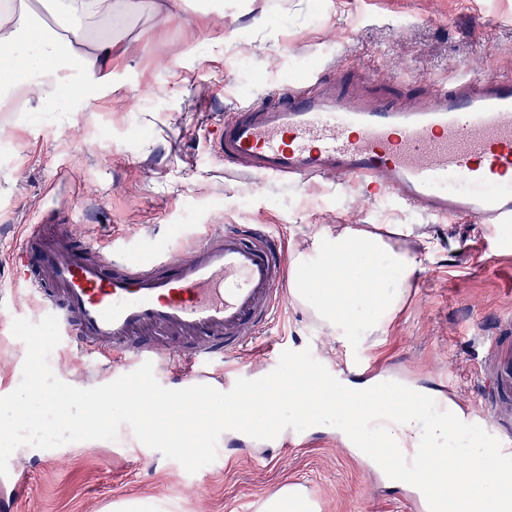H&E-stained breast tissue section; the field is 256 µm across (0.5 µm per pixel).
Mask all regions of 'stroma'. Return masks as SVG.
<instances>
[{
  "label": "stroma",
  "instance_id": "stroma-1",
  "mask_svg": "<svg viewBox=\"0 0 512 512\" xmlns=\"http://www.w3.org/2000/svg\"><path fill=\"white\" fill-rule=\"evenodd\" d=\"M128 52L103 73L61 66L27 76L0 101V396L19 384L26 357L13 318L40 320L37 300L11 280L9 255L25 225L47 237L66 230L149 260L184 251L191 237L220 224H267L288 250L340 224H409L440 242L384 332L334 341L296 304L255 349H310L330 371L377 374L440 390L468 416L495 407L491 342L512 328V251L484 252L479 224L430 219L389 199L360 201L332 183L241 187L214 157L210 132L247 102L271 103L315 63L331 82L361 80L374 97L422 102L457 69L512 71V0H188L167 22L141 13L127 22ZM149 95L139 110L131 100ZM54 375L92 388L122 376L111 358L60 343ZM245 441L253 465L223 458L188 473L139 442L129 426L116 439L54 449L17 448L8 474L25 492L14 512H260L271 493L304 487L316 512H407L412 490L339 440L335 427L285 430Z\"/></svg>",
  "mask_w": 512,
  "mask_h": 512
}]
</instances>
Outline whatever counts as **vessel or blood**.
Masks as SVG:
<instances>
[{
	"label": "vessel or blood",
	"mask_w": 512,
	"mask_h": 512,
	"mask_svg": "<svg viewBox=\"0 0 512 512\" xmlns=\"http://www.w3.org/2000/svg\"><path fill=\"white\" fill-rule=\"evenodd\" d=\"M301 83L286 101L241 107L217 127L213 152L244 185L334 178L435 219L512 227V71H461L415 106L365 98L319 66ZM9 266L62 337L125 370L149 360L185 382L208 378L216 356L241 355L288 307L283 241L264 225L212 228L185 254L162 251L140 269L126 250L102 257L91 238L50 242L31 224ZM498 355L499 390L512 398V348Z\"/></svg>",
	"instance_id": "1"
}]
</instances>
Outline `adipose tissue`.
Wrapping results in <instances>:
<instances>
[{
	"mask_svg": "<svg viewBox=\"0 0 512 512\" xmlns=\"http://www.w3.org/2000/svg\"><path fill=\"white\" fill-rule=\"evenodd\" d=\"M46 0H5L0 6V86L11 88L35 70H50L61 43L82 46L86 69H108L121 44L120 30L150 5L160 19L180 16L185 0H47L55 25L37 22ZM438 241L414 234L406 224H341L335 233L314 236L294 252L289 293L324 330L337 338L359 331L383 332L399 311L423 261Z\"/></svg>",
	"mask_w": 512,
	"mask_h": 512,
	"instance_id": "1",
	"label": "adipose tissue"
}]
</instances>
